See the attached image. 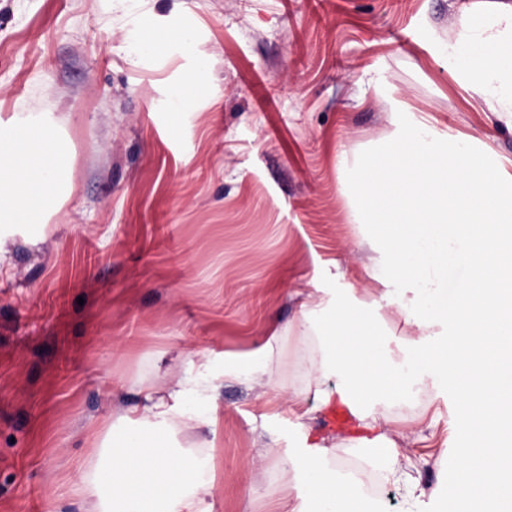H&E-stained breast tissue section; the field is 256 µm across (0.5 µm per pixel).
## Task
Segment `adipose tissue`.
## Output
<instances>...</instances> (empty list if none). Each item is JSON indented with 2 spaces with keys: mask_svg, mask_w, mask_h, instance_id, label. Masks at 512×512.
Masks as SVG:
<instances>
[{
  "mask_svg": "<svg viewBox=\"0 0 512 512\" xmlns=\"http://www.w3.org/2000/svg\"><path fill=\"white\" fill-rule=\"evenodd\" d=\"M461 54L449 66L482 111L512 125V5L481 8L478 0L454 18ZM422 127L397 133L390 146L360 165L354 196L356 223L393 225L391 235L367 233L364 244L387 271L371 289L372 311L363 299L307 293L295 331L309 360L305 387L313 407L297 408V426L309 434L314 412L334 401L353 403L359 421L375 430L388 463L382 482L414 494L412 462L399 445L408 432H393L388 412L408 380L396 367L375 312L415 328L406 342L409 362L424 375L448 381L458 395L455 459L459 489L449 490L452 512H481L491 504L512 505V173L486 162L460 144L422 148ZM70 155L68 141L45 127L17 126L0 134V223L39 224L57 203L56 181ZM456 232L470 268L456 308L448 306V234ZM221 382L187 376L140 390L131 411L147 435L114 441L107 470L89 465L77 480L88 512H211L214 481H198L188 458L171 459L164 434L178 430L216 434L217 416L198 417L187 399L218 400ZM322 504L321 512H370L355 490L358 480L332 462L326 439L304 443L295 459Z\"/></svg>",
  "mask_w": 512,
  "mask_h": 512,
  "instance_id": "ef3b65f1",
  "label": "adipose tissue"
}]
</instances>
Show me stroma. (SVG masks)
Wrapping results in <instances>:
<instances>
[{
    "label": "stroma",
    "instance_id": "stroma-1",
    "mask_svg": "<svg viewBox=\"0 0 512 512\" xmlns=\"http://www.w3.org/2000/svg\"><path fill=\"white\" fill-rule=\"evenodd\" d=\"M461 2L0 0V132L47 123L71 142L61 207L0 224V512H87L76 468L103 459L89 427L141 434L113 422V401L134 405L173 372L224 380L217 402L189 403L218 414L215 447L169 435L219 484L212 512H276L281 469L255 439L300 450L295 339L271 366L275 388L244 372L305 293L373 287L345 194L358 160L425 116L487 162H512V127L448 71ZM149 25L164 41L145 49ZM182 29L189 43L171 40ZM184 83L182 111L171 91ZM454 411L447 383L433 401L409 381L389 407L395 429L439 417L407 450L424 493L410 506L384 485L373 512H451ZM312 433L347 440L341 470L386 464L362 426L323 412Z\"/></svg>",
    "mask_w": 512,
    "mask_h": 512
}]
</instances>
